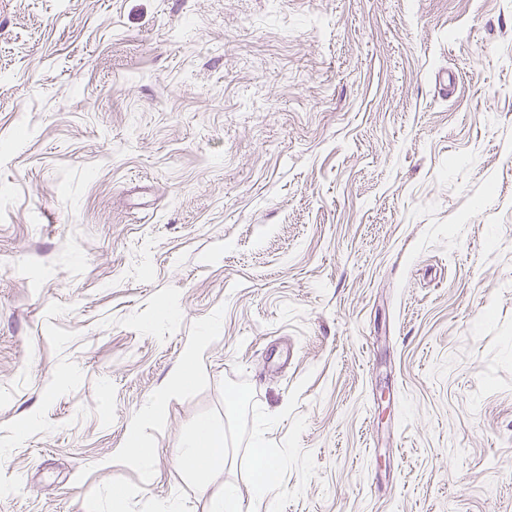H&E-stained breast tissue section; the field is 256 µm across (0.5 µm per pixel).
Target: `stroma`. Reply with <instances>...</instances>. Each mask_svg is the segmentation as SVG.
<instances>
[{
	"label": "stroma",
	"instance_id": "stroma-1",
	"mask_svg": "<svg viewBox=\"0 0 512 512\" xmlns=\"http://www.w3.org/2000/svg\"><path fill=\"white\" fill-rule=\"evenodd\" d=\"M259 438L277 512H512V0H0V512ZM206 339L207 336H200L199 340L185 351L182 367L170 387L161 389L153 396L151 411H157L168 400L171 391L185 390L193 385L197 358L205 346ZM224 427L210 419H199L191 436L178 448L176 458L180 467L199 477L223 470L228 462ZM124 446L133 460L145 459L153 454V448H148L139 435L137 420L129 425Z\"/></svg>",
	"mask_w": 512,
	"mask_h": 512
}]
</instances>
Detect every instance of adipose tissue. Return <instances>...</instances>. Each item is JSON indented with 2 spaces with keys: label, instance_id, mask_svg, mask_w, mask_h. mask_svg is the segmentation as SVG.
I'll list each match as a JSON object with an SVG mask.
<instances>
[{
  "label": "adipose tissue",
  "instance_id": "ef3b65f1",
  "mask_svg": "<svg viewBox=\"0 0 512 512\" xmlns=\"http://www.w3.org/2000/svg\"><path fill=\"white\" fill-rule=\"evenodd\" d=\"M252 454L257 471L254 488L256 507L258 512H273L269 494L276 484L281 461L259 445L253 448ZM176 458L182 469L200 477L223 469L228 461L223 427L216 425L210 419H199L194 425L191 436L179 446Z\"/></svg>",
  "mask_w": 512,
  "mask_h": 512
}]
</instances>
